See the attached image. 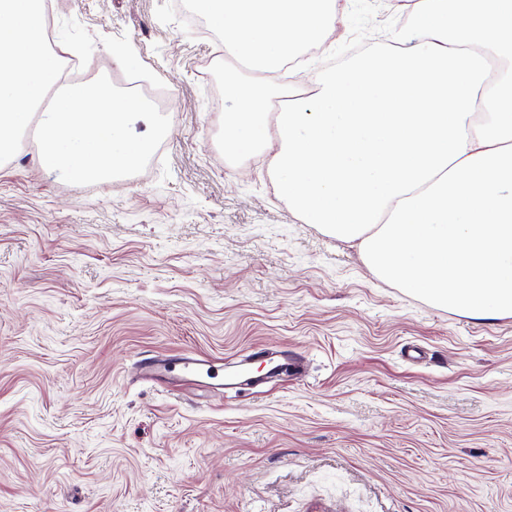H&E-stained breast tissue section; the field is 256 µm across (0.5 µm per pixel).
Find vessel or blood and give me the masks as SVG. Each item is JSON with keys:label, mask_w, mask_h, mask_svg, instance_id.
Masks as SVG:
<instances>
[{"label": "vessel or blood", "mask_w": 512, "mask_h": 512, "mask_svg": "<svg viewBox=\"0 0 512 512\" xmlns=\"http://www.w3.org/2000/svg\"><path fill=\"white\" fill-rule=\"evenodd\" d=\"M301 370L299 359L287 350L263 346L251 348L232 370L223 357L192 350L147 354L137 361L135 375L142 381L187 384L218 392L253 388L267 379Z\"/></svg>", "instance_id": "b4317fda"}]
</instances>
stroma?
Instances as JSON below:
<instances>
[{
	"mask_svg": "<svg viewBox=\"0 0 512 512\" xmlns=\"http://www.w3.org/2000/svg\"><path fill=\"white\" fill-rule=\"evenodd\" d=\"M171 0H54L174 100L142 181L0 168V512H512V318L436 309L232 165L218 45ZM288 348L304 370L205 402L144 352ZM425 357H404L407 346Z\"/></svg>",
	"mask_w": 512,
	"mask_h": 512,
	"instance_id": "35a3bbf8",
	"label": "stroma"
}]
</instances>
